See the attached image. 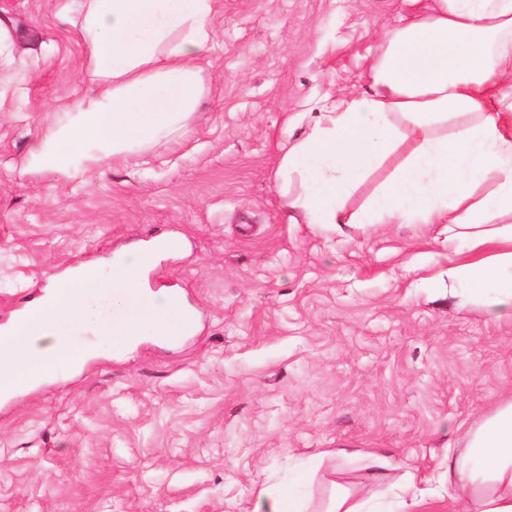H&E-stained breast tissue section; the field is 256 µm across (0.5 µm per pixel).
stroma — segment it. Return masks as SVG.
I'll return each instance as SVG.
<instances>
[{
  "mask_svg": "<svg viewBox=\"0 0 512 512\" xmlns=\"http://www.w3.org/2000/svg\"><path fill=\"white\" fill-rule=\"evenodd\" d=\"M57 0H0V325L69 264L166 232L150 273L197 329L145 338L0 397V512H252L300 463L324 506L345 488L399 512L512 391V316L450 284L444 224H296L276 171L317 102L360 92L407 0H218L201 117L140 156L23 171L52 115L89 90ZM397 151L344 202L361 212ZM389 463L371 482L366 454Z\"/></svg>",
  "mask_w": 512,
  "mask_h": 512,
  "instance_id": "obj_1",
  "label": "stroma"
}]
</instances>
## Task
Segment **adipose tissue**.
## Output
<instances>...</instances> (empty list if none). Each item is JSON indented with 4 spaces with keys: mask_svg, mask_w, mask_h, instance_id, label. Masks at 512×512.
<instances>
[{
    "mask_svg": "<svg viewBox=\"0 0 512 512\" xmlns=\"http://www.w3.org/2000/svg\"><path fill=\"white\" fill-rule=\"evenodd\" d=\"M384 30L367 88L324 105L282 155L284 207L303 223L448 224L471 254L452 274L512 313V0H416ZM217 0H62L76 12L90 90L31 144L26 168L78 172L132 158L188 131L204 95L199 60ZM413 145L365 209L345 216L357 182L405 140ZM438 485L404 492L426 512H512V397L465 431ZM309 477L260 484L253 512H311Z\"/></svg>",
    "mask_w": 512,
    "mask_h": 512,
    "instance_id": "obj_1",
    "label": "adipose tissue"
}]
</instances>
